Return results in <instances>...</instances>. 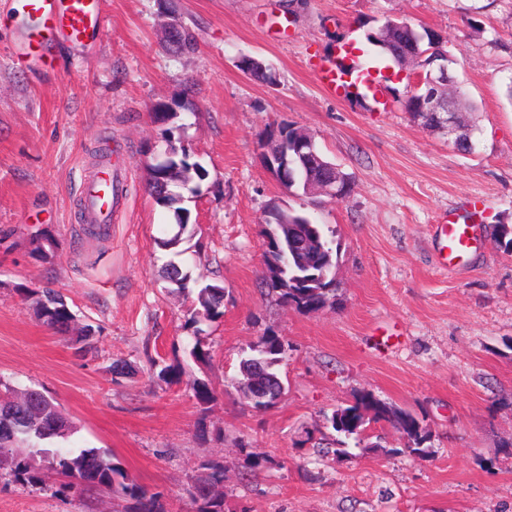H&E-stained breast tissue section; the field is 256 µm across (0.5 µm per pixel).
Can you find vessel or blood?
Segmentation results:
<instances>
[{"mask_svg":"<svg viewBox=\"0 0 512 512\" xmlns=\"http://www.w3.org/2000/svg\"><path fill=\"white\" fill-rule=\"evenodd\" d=\"M13 17L21 29L16 53L36 70L51 68L58 40L84 45L108 23L104 0H15ZM384 75L383 68L372 66L352 77L339 63L328 61L318 71V82L326 94L338 98H347L361 89L380 96L384 93ZM83 194L89 220L99 224L111 214L120 190L111 172L104 171L84 186ZM436 234L442 259L450 265L460 264L480 243L477 225L463 218H442Z\"/></svg>","mask_w":512,"mask_h":512,"instance_id":"b4317fda","label":"vessel or blood"}]
</instances>
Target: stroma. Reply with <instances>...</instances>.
<instances>
[{
	"instance_id": "35a3bbf8",
	"label": "stroma",
	"mask_w": 512,
	"mask_h": 512,
	"mask_svg": "<svg viewBox=\"0 0 512 512\" xmlns=\"http://www.w3.org/2000/svg\"><path fill=\"white\" fill-rule=\"evenodd\" d=\"M12 7L0 0V378L52 397L75 427L69 446L109 450L166 512H196L208 464L224 470V512H512V253L494 240L497 225L512 226V0H107L98 41L60 43L48 72L19 59ZM388 17L442 36L475 107L472 150L406 112V81L385 112L320 90L337 45ZM176 22L194 31L195 52L169 51ZM244 56L271 65L276 84L247 78ZM161 101L178 104L173 136L207 173L186 203L196 228L184 256L192 278L225 289L223 318L203 327L204 365L187 347L193 296L169 288L170 256L154 244L175 221L146 186ZM272 124L311 134L348 176V195H289L258 155ZM101 148L124 189L98 235L80 212ZM474 197L481 243L462 266H443L434 226ZM274 199L334 230L333 305L300 311L265 286ZM44 234L57 244L45 259L34 251ZM21 284L63 295L78 323L96 327L94 351L42 324ZM266 333L285 343L286 392L258 412L239 363ZM164 364L178 366V382L158 378ZM197 379L216 391L205 409ZM363 391L418 415L430 456L402 454L404 437L372 424L366 440L381 452L352 443L317 457L327 415ZM60 483L22 485L1 464L0 512L127 505Z\"/></svg>"
}]
</instances>
